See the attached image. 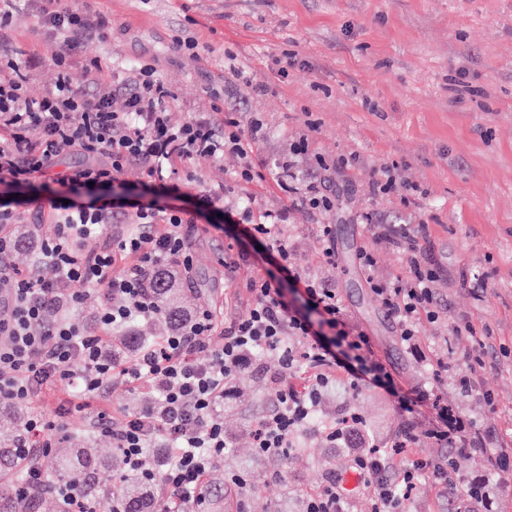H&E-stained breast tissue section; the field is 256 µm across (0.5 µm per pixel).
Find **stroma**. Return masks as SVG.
Here are the masks:
<instances>
[{
    "mask_svg": "<svg viewBox=\"0 0 512 512\" xmlns=\"http://www.w3.org/2000/svg\"><path fill=\"white\" fill-rule=\"evenodd\" d=\"M82 10L106 16V41L84 45L88 57L113 60L103 77L120 87L124 70L148 64L176 96L175 122L209 111L219 90L225 116L239 129L260 120L266 136L252 156L251 181L238 180L241 160L225 152L218 164L194 170L195 183L177 199L193 209L199 188L218 184L231 200L250 197L254 215L285 211L282 232L312 277L335 288L349 322L366 332L380 361L406 389H421L462 411L495 446L512 448V0H75ZM40 0H27L18 16L15 52L25 55L49 35ZM188 33L193 50L174 39ZM294 53L297 63L280 76L278 62ZM297 156L303 177L320 164L331 167L338 200L319 214L288 208L277 186L276 164ZM389 175L412 187L409 197L378 191ZM373 214L385 224H422L423 254L436 275L439 317L420 327V353L401 341L399 327L362 277L359 254L371 244ZM331 225L336 260L320 259V225ZM235 225L209 212L196 220L187 240L191 271L182 273L189 311L202 303L238 309L251 302L246 284L275 270L276 252L238 240ZM240 247L251 262L234 273L224 255ZM452 362L428 378L424 358ZM479 373V388L463 395L459 380ZM328 385L316 418L280 457L257 454L254 428L288 383L309 381L306 369L283 373L275 353L256 355L217 410L229 441L214 468L227 480L230 512H305L310 496L341 482L349 456L327 440L324 429L360 415L367 446L391 447L405 434L418 442L395 457L403 470L419 458L439 460L450 448L424 440L425 418L402 410L384 390L350 385L336 368L322 369ZM67 382L43 394L37 407L65 423L55 447L88 435L100 456H111L109 434L94 425L99 412L118 416L147 407L146 390L116 385L81 411L64 413ZM497 483L494 512H512V473L496 472L478 451L458 462L454 481L421 479L404 512H468L463 490L474 479Z\"/></svg>",
    "mask_w": 512,
    "mask_h": 512,
    "instance_id": "1",
    "label": "stroma"
}]
</instances>
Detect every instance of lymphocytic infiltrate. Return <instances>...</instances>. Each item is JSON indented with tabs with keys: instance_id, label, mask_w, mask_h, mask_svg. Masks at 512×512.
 <instances>
[{
	"instance_id": "1",
	"label": "lymphocytic infiltrate",
	"mask_w": 512,
	"mask_h": 512,
	"mask_svg": "<svg viewBox=\"0 0 512 512\" xmlns=\"http://www.w3.org/2000/svg\"><path fill=\"white\" fill-rule=\"evenodd\" d=\"M41 12L54 40L22 61L11 50L19 8L16 0H0V184L42 178L62 187L47 199L54 224L34 244L32 269L0 271V403L30 405L63 379L87 400L117 382L149 390L155 406L120 420L99 417L97 426L111 434L129 471L156 482L160 512H190L206 474L228 446L217 401L254 351L275 352L285 371L302 363L316 370L333 364L350 383L367 381L391 392H397L396 386L376 358L370 337L350 325L336 290L311 278L295 261L281 234V213L269 211L264 221L250 223V210L229 203L224 186L201 190L192 212L160 204L159 195L182 192L184 180L172 178L178 164L216 163L229 149L242 161L241 177H249L252 146L265 136L262 124L224 135L218 106L171 124L168 114L175 109V95L147 66L129 67L124 105L114 109L112 88L100 78L101 58L78 62L72 54L83 42L105 39L109 19L89 16L65 0H44ZM47 61L55 65L56 79L41 97H30V74ZM77 65L84 74L80 86L70 77ZM66 147L86 156L87 164L58 171ZM138 164L156 182L158 196L113 193L121 175ZM92 185L101 187V195L81 200L82 190ZM278 185L290 205L331 207L320 184L302 182L291 163H283ZM128 208L137 215L136 231L115 235L95 249L82 247V240L111 230L114 219ZM218 208L226 222L241 225L246 236L267 241L276 250L277 273L250 281L252 302L227 326H219L216 308L206 305L132 362H117L106 330L157 315L154 281L167 274L172 262L190 268L185 230L194 223L196 211ZM420 238V232L401 224L380 225L375 245L397 247L408 258L406 276L392 280L378 278L372 248L360 254L365 280L397 319L402 341L412 349L418 345L420 323L435 315L434 274L422 262ZM78 283L94 287L106 299L97 317L99 333L48 314L56 302L73 310L80 307L84 295L75 291ZM326 385L316 375L304 391L279 390L274 409L255 430L259 455L285 454L291 439L313 420ZM398 394L407 411L428 405L432 425L427 439L461 452H483L498 469L512 468V452L490 446L462 413L416 389ZM161 441L169 448V458L158 472L149 450ZM350 460L364 478L372 512H396L410 500L423 474L444 476L456 466L451 457L418 459L398 472L392 455L377 448L355 452Z\"/></svg>"
}]
</instances>
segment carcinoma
<instances>
[{"mask_svg": "<svg viewBox=\"0 0 512 512\" xmlns=\"http://www.w3.org/2000/svg\"><path fill=\"white\" fill-rule=\"evenodd\" d=\"M153 292L161 307L165 327L176 328L186 321L188 314L182 304L180 289L174 287L171 278L153 284ZM119 343L120 347L133 354L149 340L131 330L128 335L119 337ZM28 444L30 440L21 426L14 431L0 433V512H30L29 500L21 498L19 493L21 456ZM42 457L52 459L51 471L47 473V479L52 483L75 481L86 498L96 500L106 508L114 499L121 512H155L154 488L126 469L114 472V476L122 481L115 498L101 492L95 484L94 474L106 462L90 448H50ZM197 512H224V488L204 487L197 502Z\"/></svg>", "mask_w": 512, "mask_h": 512, "instance_id": "cac0c4a2", "label": "carcinoma"}]
</instances>
